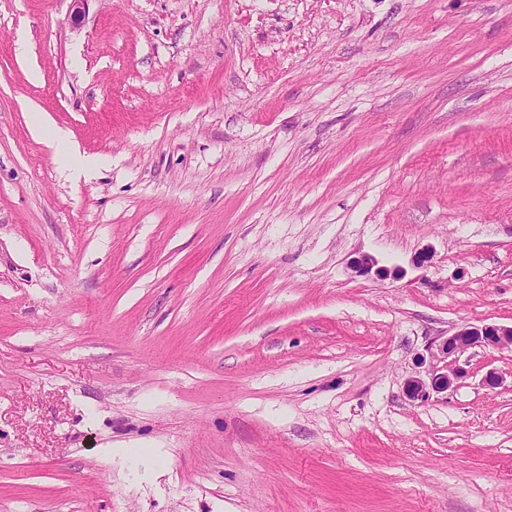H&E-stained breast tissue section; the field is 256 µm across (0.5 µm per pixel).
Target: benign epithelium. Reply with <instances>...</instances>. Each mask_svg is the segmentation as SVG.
Here are the masks:
<instances>
[{"mask_svg": "<svg viewBox=\"0 0 512 512\" xmlns=\"http://www.w3.org/2000/svg\"><path fill=\"white\" fill-rule=\"evenodd\" d=\"M354 270L360 275L386 274L370 256L355 260ZM474 347L512 348V325L463 324L450 335L435 340L429 348V356L418 357L417 365L424 369V374L406 381V397L423 402L433 393H445L455 387L458 380L467 375V370L459 364V358Z\"/></svg>", "mask_w": 512, "mask_h": 512, "instance_id": "obj_1", "label": "benign epithelium"}]
</instances>
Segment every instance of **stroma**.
I'll return each instance as SVG.
<instances>
[{"label":"stroma","instance_id":"obj_1","mask_svg":"<svg viewBox=\"0 0 512 512\" xmlns=\"http://www.w3.org/2000/svg\"><path fill=\"white\" fill-rule=\"evenodd\" d=\"M72 10L0 0V512H512V349L405 396L512 325V0ZM474 347L512 348V325L463 324L447 337L435 340L429 348V360L423 354L418 357V368H424L425 375L419 371L406 381V397L423 402L432 393H445L455 387L468 373L459 364V358Z\"/></svg>","mask_w":512,"mask_h":512}]
</instances>
